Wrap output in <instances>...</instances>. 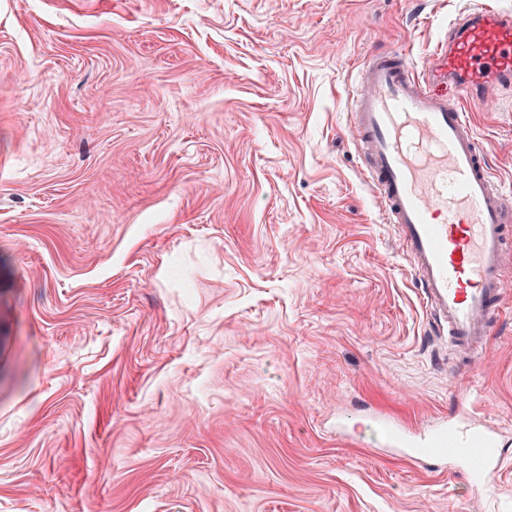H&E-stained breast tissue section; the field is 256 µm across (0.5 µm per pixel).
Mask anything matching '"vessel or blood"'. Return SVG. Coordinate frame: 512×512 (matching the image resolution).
Wrapping results in <instances>:
<instances>
[{
    "mask_svg": "<svg viewBox=\"0 0 512 512\" xmlns=\"http://www.w3.org/2000/svg\"><path fill=\"white\" fill-rule=\"evenodd\" d=\"M359 75L349 104L364 178L399 232L439 333L457 349H481L512 272V195L494 178L464 105L512 92V9L484 0L449 21L428 64L378 51ZM448 84L458 99L435 93ZM370 429L408 456L451 458L478 477L501 462V436L474 424L443 422L412 437L379 417Z\"/></svg>",
    "mask_w": 512,
    "mask_h": 512,
    "instance_id": "b4317fda",
    "label": "vessel or blood"
}]
</instances>
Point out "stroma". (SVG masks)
Segmentation results:
<instances>
[{
    "label": "stroma",
    "instance_id": "1",
    "mask_svg": "<svg viewBox=\"0 0 512 512\" xmlns=\"http://www.w3.org/2000/svg\"><path fill=\"white\" fill-rule=\"evenodd\" d=\"M480 0H0V512H512L376 447L512 438V279L474 363L363 180L346 89ZM512 185V96L471 107ZM376 441L395 448H408L406 457L425 455L434 460L452 458L477 478L493 473L501 462L502 437L479 425L456 426L441 422L431 431L411 437L390 419L378 417L369 424Z\"/></svg>",
    "mask_w": 512,
    "mask_h": 512
}]
</instances>
